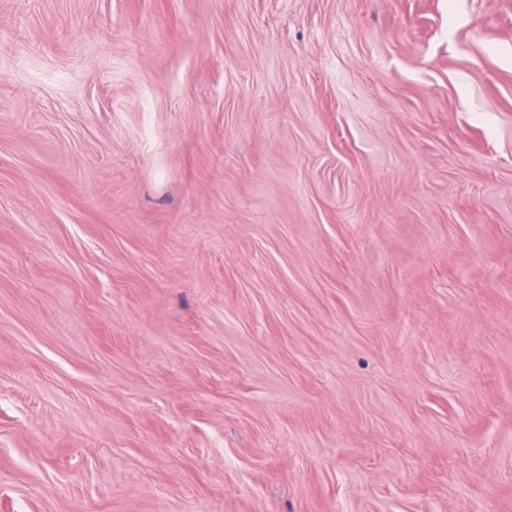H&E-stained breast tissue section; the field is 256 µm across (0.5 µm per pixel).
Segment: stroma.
<instances>
[{
  "label": "stroma",
  "instance_id": "35a3bbf8",
  "mask_svg": "<svg viewBox=\"0 0 512 512\" xmlns=\"http://www.w3.org/2000/svg\"><path fill=\"white\" fill-rule=\"evenodd\" d=\"M0 512H512V0H0Z\"/></svg>",
  "mask_w": 512,
  "mask_h": 512
}]
</instances>
